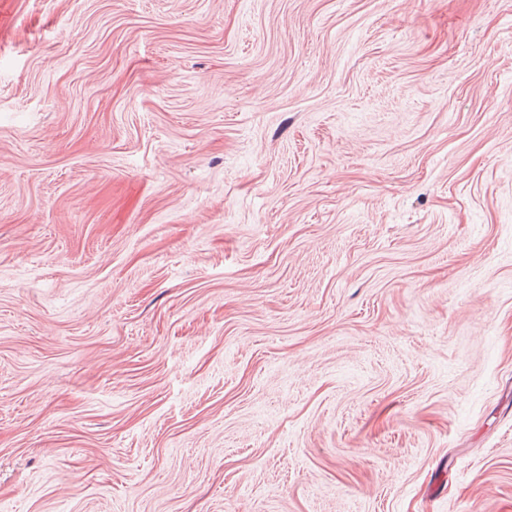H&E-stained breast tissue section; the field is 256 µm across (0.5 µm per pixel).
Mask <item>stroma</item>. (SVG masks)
Returning <instances> with one entry per match:
<instances>
[{
  "instance_id": "obj_1",
  "label": "stroma",
  "mask_w": 512,
  "mask_h": 512,
  "mask_svg": "<svg viewBox=\"0 0 512 512\" xmlns=\"http://www.w3.org/2000/svg\"><path fill=\"white\" fill-rule=\"evenodd\" d=\"M0 512H512V0H0Z\"/></svg>"
}]
</instances>
